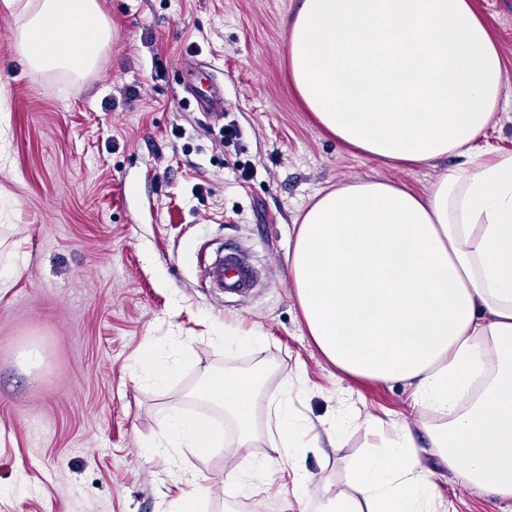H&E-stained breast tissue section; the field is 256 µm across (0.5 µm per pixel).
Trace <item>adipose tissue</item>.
<instances>
[{
	"mask_svg": "<svg viewBox=\"0 0 512 512\" xmlns=\"http://www.w3.org/2000/svg\"><path fill=\"white\" fill-rule=\"evenodd\" d=\"M111 40L96 0H41L21 31L29 63L91 69ZM506 81L497 44L471 0H300L288 25V86L325 132L392 167L453 157L428 193L365 176L317 194L301 216L288 268L308 335L337 374L411 387L439 415L425 433L352 413L376 436L351 489L320 485L319 512H438L434 468L512 498V152L483 160ZM259 378L209 374L198 400L254 439ZM339 424L316 433L288 398L276 400L268 440L300 465ZM158 447L199 455L223 447L208 419L163 415Z\"/></svg>",
	"mask_w": 512,
	"mask_h": 512,
	"instance_id": "1",
	"label": "adipose tissue"
}]
</instances>
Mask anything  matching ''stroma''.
Segmentation results:
<instances>
[{
  "label": "stroma",
  "instance_id": "35a3bbf8",
  "mask_svg": "<svg viewBox=\"0 0 512 512\" xmlns=\"http://www.w3.org/2000/svg\"><path fill=\"white\" fill-rule=\"evenodd\" d=\"M0 0V268L25 266L0 288V512H166L196 473L206 512H316L312 488L347 490L371 446L350 425L337 446L301 461L311 488H292L289 464L225 482L236 464L265 460L270 403L289 392L327 427L342 404L405 421L417 441L431 417L396 383L337 379L306 333L291 287L293 220L314 194L370 175L427 191L438 165L393 168L328 136L288 90L287 27L298 0H97L112 40L83 73L25 63L26 22ZM492 30L506 82L481 153L512 151V0H472ZM241 131L225 145L221 129ZM241 246L257 288L230 298L202 287L204 257ZM258 339L227 346L218 328ZM186 353L160 390L130 367L144 350ZM41 354L21 364L22 350ZM262 368L252 446L237 444L223 411L193 396L202 377ZM291 382L284 390L283 382ZM212 417L225 448L176 458L143 454L170 409ZM444 512H512V500L434 479Z\"/></svg>",
  "mask_w": 512,
  "mask_h": 512
}]
</instances>
